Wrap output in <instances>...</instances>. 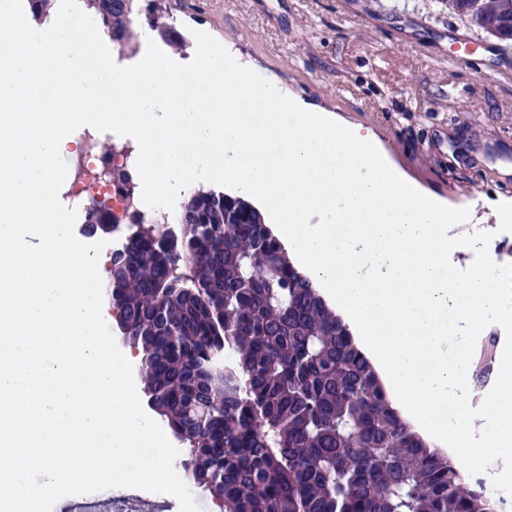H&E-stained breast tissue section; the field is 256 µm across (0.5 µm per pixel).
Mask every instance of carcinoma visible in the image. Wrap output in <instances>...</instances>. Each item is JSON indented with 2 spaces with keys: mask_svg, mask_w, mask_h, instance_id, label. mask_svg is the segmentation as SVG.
I'll list each match as a JSON object with an SVG mask.
<instances>
[{
  "mask_svg": "<svg viewBox=\"0 0 512 512\" xmlns=\"http://www.w3.org/2000/svg\"><path fill=\"white\" fill-rule=\"evenodd\" d=\"M54 0H27L33 20ZM137 45L139 0H85ZM512 48V0H437ZM174 50L182 33L154 23ZM181 239L149 224L112 255V308L138 348L153 412L195 453L224 512H497L389 401L345 321L244 199L197 190ZM232 360L224 362V353Z\"/></svg>",
  "mask_w": 512,
  "mask_h": 512,
  "instance_id": "1",
  "label": "carcinoma"
}]
</instances>
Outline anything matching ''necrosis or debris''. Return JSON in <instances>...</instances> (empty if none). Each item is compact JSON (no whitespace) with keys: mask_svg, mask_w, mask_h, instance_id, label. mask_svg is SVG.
Listing matches in <instances>:
<instances>
[{"mask_svg":"<svg viewBox=\"0 0 512 512\" xmlns=\"http://www.w3.org/2000/svg\"><path fill=\"white\" fill-rule=\"evenodd\" d=\"M76 148L70 158L60 199L66 206L86 214L93 204H103L105 217L112 222V247L122 249L129 229L136 224H161L177 227L178 212L151 209L141 199V181L136 169L137 149L124 143L103 151L98 131H77ZM502 336L485 330L478 337L472 365L483 389H491L496 381V362Z\"/></svg>","mask_w":512,"mask_h":512,"instance_id":"4bbe7bcc","label":"necrosis or debris"}]
</instances>
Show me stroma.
Segmentation results:
<instances>
[{
    "mask_svg": "<svg viewBox=\"0 0 512 512\" xmlns=\"http://www.w3.org/2000/svg\"><path fill=\"white\" fill-rule=\"evenodd\" d=\"M161 22L372 132L418 190L469 209L449 236L512 213V51L437 0H174ZM458 33L473 41L465 63L450 59Z\"/></svg>",
    "mask_w": 512,
    "mask_h": 512,
    "instance_id": "35a3bbf8",
    "label": "stroma"
}]
</instances>
